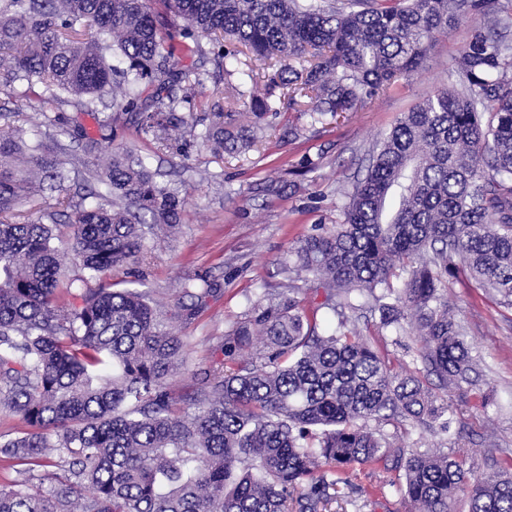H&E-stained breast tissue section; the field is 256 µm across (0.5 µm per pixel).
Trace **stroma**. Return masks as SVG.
Here are the masks:
<instances>
[{
  "mask_svg": "<svg viewBox=\"0 0 512 512\" xmlns=\"http://www.w3.org/2000/svg\"><path fill=\"white\" fill-rule=\"evenodd\" d=\"M473 25L472 18H460L448 35L432 43L423 66L370 109L328 115L312 127L291 110L269 114L262 138L243 153L218 157L194 141L182 153L158 156L138 143L131 123L117 126L116 143L138 144L148 167L177 187L186 204L175 236L153 239L140 270L114 271L113 281L142 278L143 289L165 306L173 303L184 278L203 276L219 288L201 315L182 329L186 347L183 365L171 380L175 395L191 393L194 375L222 360L225 332L247 317L254 304L291 284L281 269L290 247L315 226L339 222L345 194L365 176L374 143L399 113L449 85L451 67L465 51ZM249 65L262 67L244 48L222 63L208 62L199 111H207L227 83H240ZM59 141L67 148L65 185L72 196L83 195L96 160L67 136ZM306 158L316 167L303 174L299 168ZM272 182L277 185L273 192L267 189ZM448 299L469 328L478 391L493 390L497 406L478 408L477 391L454 399V418L462 428L458 435L423 427L401 431L374 421L368 427L405 448L466 458L475 474H486L512 464V308L474 288L463 270L451 281ZM344 314L395 370L415 369L414 336L380 332L378 313L367 308H348ZM385 478V473L360 469L350 484L337 486L329 512H408V503L396 488L385 485Z\"/></svg>",
  "mask_w": 512,
  "mask_h": 512,
  "instance_id": "stroma-1",
  "label": "stroma"
}]
</instances>
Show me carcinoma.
I'll return each instance as SVG.
<instances>
[{"label":"carcinoma","instance_id":"1","mask_svg":"<svg viewBox=\"0 0 512 512\" xmlns=\"http://www.w3.org/2000/svg\"><path fill=\"white\" fill-rule=\"evenodd\" d=\"M497 0H0V88L20 82L42 103L72 100L112 114L72 139L100 154L120 115L170 152L185 136L215 154L255 145L252 123L194 116L208 54L240 44L280 68L267 85L316 121L372 107L417 70L459 16L477 19L448 87L396 119L376 142L342 220L296 241L284 271L323 291L307 312L290 288L267 295L224 334V359L197 379L185 411L169 389L184 353L178 326L216 292L186 278L172 308L106 274L147 255L145 235L173 232L182 199L132 146L110 150L96 190L74 199L45 143L60 119L0 128V406L21 435L0 455L24 466L0 487V512H328L329 490L356 464L404 471L410 512H512L508 474L476 476L466 461L393 449L369 420L449 427L450 398L474 385L466 329L448 301L465 268L474 287L512 307V14ZM95 26L102 38L81 37ZM123 60L109 65L107 51ZM298 62L296 69L292 62ZM188 108V115L178 114ZM70 232L33 204L44 183ZM79 267L63 276L66 264ZM373 300L379 328L417 337L421 368L403 373L348 320ZM63 459L49 472L51 456Z\"/></svg>","mask_w":512,"mask_h":512}]
</instances>
